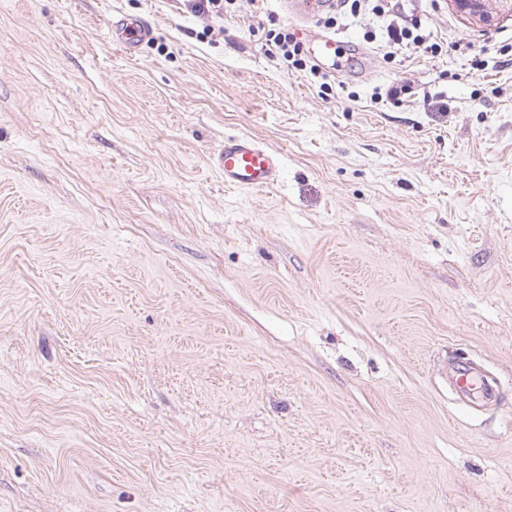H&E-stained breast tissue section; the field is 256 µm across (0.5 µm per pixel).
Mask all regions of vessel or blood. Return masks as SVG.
<instances>
[{"instance_id": "b4317fda", "label": "vessel or blood", "mask_w": 512, "mask_h": 512, "mask_svg": "<svg viewBox=\"0 0 512 512\" xmlns=\"http://www.w3.org/2000/svg\"><path fill=\"white\" fill-rule=\"evenodd\" d=\"M333 0H282L284 9L304 20L316 19L329 9ZM112 43L127 56L137 54L139 47L153 35V28L144 19L126 15L113 16L110 21ZM313 54L322 59L338 61L347 66L349 46L339 44L335 38L313 36ZM210 166L221 170L225 185L261 191L277 184L283 175V160L250 137L231 136L209 156Z\"/></svg>"}]
</instances>
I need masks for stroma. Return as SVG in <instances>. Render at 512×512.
Here are the masks:
<instances>
[{
	"instance_id": "1",
	"label": "stroma",
	"mask_w": 512,
	"mask_h": 512,
	"mask_svg": "<svg viewBox=\"0 0 512 512\" xmlns=\"http://www.w3.org/2000/svg\"><path fill=\"white\" fill-rule=\"evenodd\" d=\"M421 7L440 55L358 25L326 91L278 0H0V512H512V16ZM229 136L282 179L226 186ZM186 12L203 18L223 19L224 15L236 12L238 0H183L178 1ZM267 21V27H263L267 54L288 70L315 79L320 88H331L328 83L331 75L323 72V68L305 53L303 43L290 32L288 24L274 13H268ZM110 31L112 44L130 57L136 55L139 47L153 35L149 22L126 15H112Z\"/></svg>"
}]
</instances>
